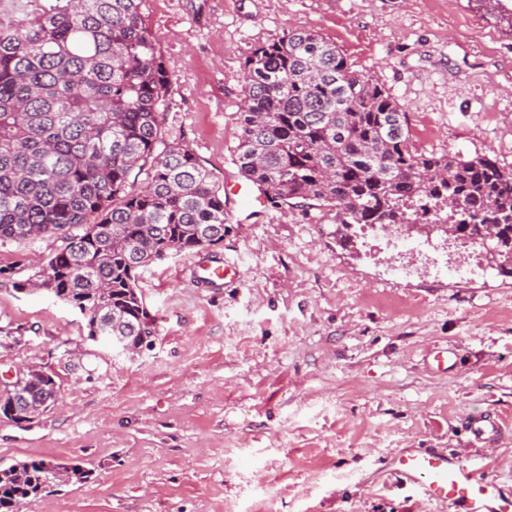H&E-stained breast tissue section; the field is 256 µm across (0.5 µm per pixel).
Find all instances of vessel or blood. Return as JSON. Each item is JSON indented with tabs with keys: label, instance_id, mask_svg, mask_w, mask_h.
I'll list each match as a JSON object with an SVG mask.
<instances>
[{
	"label": "vessel or blood",
	"instance_id": "obj_1",
	"mask_svg": "<svg viewBox=\"0 0 512 512\" xmlns=\"http://www.w3.org/2000/svg\"><path fill=\"white\" fill-rule=\"evenodd\" d=\"M263 191L256 184H240L226 180L224 204L226 208L249 206L261 201ZM195 274L203 279L217 282L226 279L231 270L222 262H210L201 258L192 263ZM476 440L490 442L496 440L501 429L486 417H477L468 424ZM397 472L413 485L428 501L452 503L462 512H485L487 506H494L495 512H512V494L505 492L497 483L476 478L473 471L447 454L415 450L396 457Z\"/></svg>",
	"mask_w": 512,
	"mask_h": 512
}]
</instances>
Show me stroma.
<instances>
[{
  "label": "stroma",
  "instance_id": "1",
  "mask_svg": "<svg viewBox=\"0 0 512 512\" xmlns=\"http://www.w3.org/2000/svg\"><path fill=\"white\" fill-rule=\"evenodd\" d=\"M146 16L172 75L165 126L218 179L238 176L246 57L297 28L397 100L417 150L512 168V0H147ZM417 239L399 255L380 237L345 248L329 211L241 208L215 253L238 276L200 281L189 252L142 270L156 333L134 353L89 339L52 295L15 290L62 238L0 241V328L24 336L0 348V373L37 365L61 388L37 419L0 420V468L90 470L32 512H459L405 486L393 459L415 448L512 492V277L443 233ZM476 414L503 436L475 440Z\"/></svg>",
  "mask_w": 512,
  "mask_h": 512
}]
</instances>
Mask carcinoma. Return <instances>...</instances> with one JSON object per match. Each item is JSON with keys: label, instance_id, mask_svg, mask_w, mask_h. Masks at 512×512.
<instances>
[{"label": "carcinoma", "instance_id": "cac0c4a2", "mask_svg": "<svg viewBox=\"0 0 512 512\" xmlns=\"http://www.w3.org/2000/svg\"><path fill=\"white\" fill-rule=\"evenodd\" d=\"M0 0V241L64 245L42 290L77 309L88 336L154 335L138 270L224 242V186L163 125L172 79L147 23V0ZM234 163L271 207L336 211L354 224L497 228L496 269L512 277V170L486 155L425 154L408 114L332 42L296 29L255 46ZM143 185L137 186L138 179ZM53 375L0 388V418L46 411ZM81 483L77 462L0 469V512Z\"/></svg>", "mask_w": 512, "mask_h": 512}]
</instances>
